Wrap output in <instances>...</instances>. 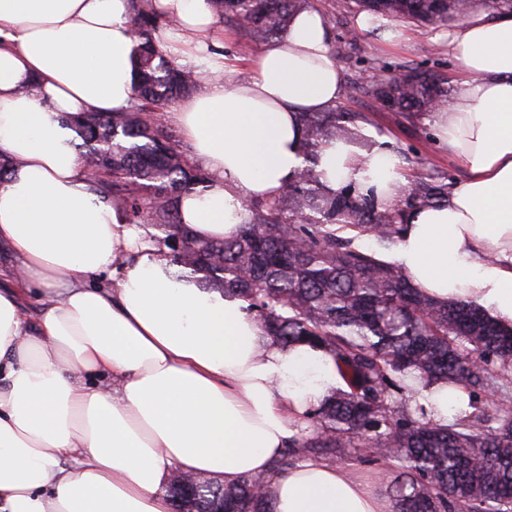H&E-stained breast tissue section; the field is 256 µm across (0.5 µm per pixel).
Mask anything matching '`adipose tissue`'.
<instances>
[{"label":"adipose tissue","mask_w":512,"mask_h":512,"mask_svg":"<svg viewBox=\"0 0 512 512\" xmlns=\"http://www.w3.org/2000/svg\"><path fill=\"white\" fill-rule=\"evenodd\" d=\"M167 49L199 90L174 116L210 188L181 223L236 236L244 202L270 199L305 165L301 115L334 107L344 78L326 17L287 32L231 77L209 0H152ZM132 0H0V512H170L172 468L267 479L273 512H393L377 481L317 460L272 462L343 382L332 357L265 338L240 298L178 278L146 228L90 188L69 120L128 108L139 57ZM460 79L428 113L467 169L447 202L412 210L389 261L435 300H473L512 326V15L477 7L447 33ZM320 181L391 201L406 184L389 138L323 142ZM115 286L101 288L102 274ZM44 290L30 314L22 294Z\"/></svg>","instance_id":"adipose-tissue-1"}]
</instances>
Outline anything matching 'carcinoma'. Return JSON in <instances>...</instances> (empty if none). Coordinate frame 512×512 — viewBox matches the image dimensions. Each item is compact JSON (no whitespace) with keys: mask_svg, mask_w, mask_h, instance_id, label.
<instances>
[{"mask_svg":"<svg viewBox=\"0 0 512 512\" xmlns=\"http://www.w3.org/2000/svg\"><path fill=\"white\" fill-rule=\"evenodd\" d=\"M474 0H353L373 16L445 25L465 18ZM242 40H274L307 0H210ZM162 16L149 0H133L141 42L133 104L122 112L74 117L76 148L91 189L123 210L131 224L163 233L186 277L241 298L264 336L284 346L307 343L334 359L347 385L316 410L311 432L274 460L284 473L301 456L382 461L396 472L394 512H512V405L478 403L488 389L512 393V327L475 301L438 302L398 265L384 260L399 242L405 215L448 201V186L421 180L384 212L374 196L347 186L326 188L315 171L316 149L355 136V112L305 115L306 165L277 197L249 208L240 233L203 240L180 222L177 198L210 187L155 112L192 94V71L167 60L156 39ZM376 93L401 112H430L448 103L445 80L406 69L399 87ZM375 241L364 251L361 237ZM434 384L460 390L472 412L434 423L416 395ZM265 477L226 485L210 479L167 487L173 512H273Z\"/></svg>","mask_w":512,"mask_h":512,"instance_id":"cac0c4a2","label":"carcinoma"}]
</instances>
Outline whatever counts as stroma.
Listing matches in <instances>:
<instances>
[{
    "mask_svg": "<svg viewBox=\"0 0 512 512\" xmlns=\"http://www.w3.org/2000/svg\"><path fill=\"white\" fill-rule=\"evenodd\" d=\"M309 5L326 16L331 46L342 69L345 93L336 111L362 114L377 134L387 136L409 180L423 176L451 186L463 181L464 166L439 149L430 126L420 118L380 106L372 93L377 75L397 74L404 65L440 72L448 89H455L459 72L445 47V28L396 21L392 27L404 37L391 43L360 31L361 13L350 0H309Z\"/></svg>",
    "mask_w": 512,
    "mask_h": 512,
    "instance_id": "stroma-1",
    "label": "stroma"
}]
</instances>
